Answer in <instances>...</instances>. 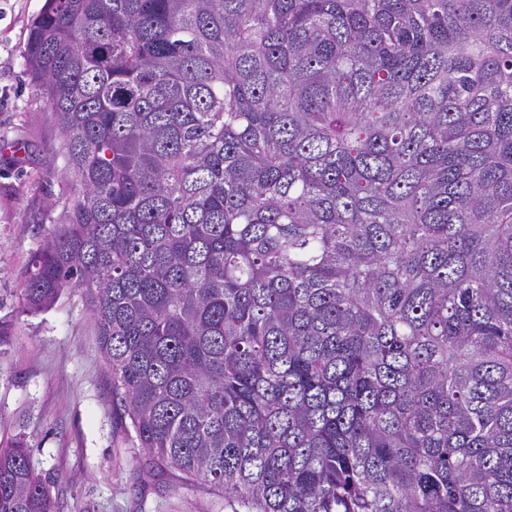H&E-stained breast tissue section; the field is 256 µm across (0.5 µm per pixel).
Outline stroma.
<instances>
[{
  "mask_svg": "<svg viewBox=\"0 0 512 512\" xmlns=\"http://www.w3.org/2000/svg\"><path fill=\"white\" fill-rule=\"evenodd\" d=\"M44 0H0V441L23 439L59 512H224L204 486L151 460L112 405V374L79 289L21 310L23 272L66 221L62 135L23 48Z\"/></svg>",
  "mask_w": 512,
  "mask_h": 512,
  "instance_id": "obj_1",
  "label": "stroma"
}]
</instances>
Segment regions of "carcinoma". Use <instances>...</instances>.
Here are the masks:
<instances>
[{
    "label": "carcinoma",
    "instance_id": "cac0c4a2",
    "mask_svg": "<svg viewBox=\"0 0 512 512\" xmlns=\"http://www.w3.org/2000/svg\"><path fill=\"white\" fill-rule=\"evenodd\" d=\"M139 447L228 512H512V0H45L24 47ZM21 440L0 512H57Z\"/></svg>",
    "mask_w": 512,
    "mask_h": 512
}]
</instances>
